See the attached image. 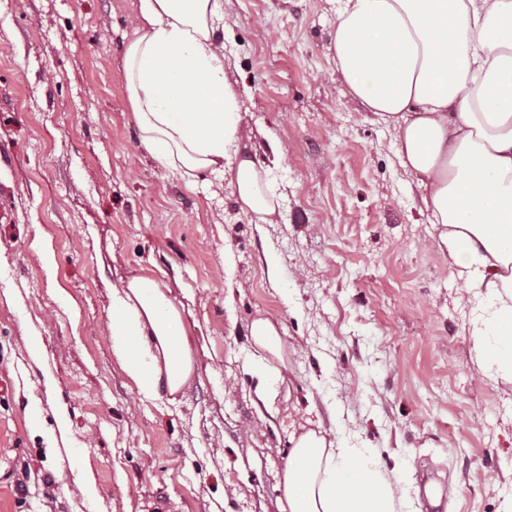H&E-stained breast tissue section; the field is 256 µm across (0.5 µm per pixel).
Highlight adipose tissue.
Here are the masks:
<instances>
[{
  "label": "adipose tissue",
  "mask_w": 512,
  "mask_h": 512,
  "mask_svg": "<svg viewBox=\"0 0 512 512\" xmlns=\"http://www.w3.org/2000/svg\"><path fill=\"white\" fill-rule=\"evenodd\" d=\"M139 12L123 67L141 146L189 182L229 175L242 209L271 223L263 171L228 153L238 104L214 42L219 0H140ZM334 44L350 92L425 178L440 248L477 291V342L512 376V0H343ZM111 336L143 395L177 393L192 375L180 312L152 276L113 289ZM282 492L284 512H407L371 455L314 430L293 438Z\"/></svg>",
  "instance_id": "obj_1"
}]
</instances>
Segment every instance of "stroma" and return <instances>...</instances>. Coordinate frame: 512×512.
<instances>
[{"label":"stroma","mask_w":512,"mask_h":512,"mask_svg":"<svg viewBox=\"0 0 512 512\" xmlns=\"http://www.w3.org/2000/svg\"><path fill=\"white\" fill-rule=\"evenodd\" d=\"M138 2L0 0V512H283L305 429L365 449L409 512H504L512 382L477 356L424 178L336 69L338 0H221L236 149L267 174L271 224L229 178L186 184L141 147ZM138 275L187 334L173 396L112 355V289ZM259 317L281 358L254 345Z\"/></svg>","instance_id":"1"}]
</instances>
